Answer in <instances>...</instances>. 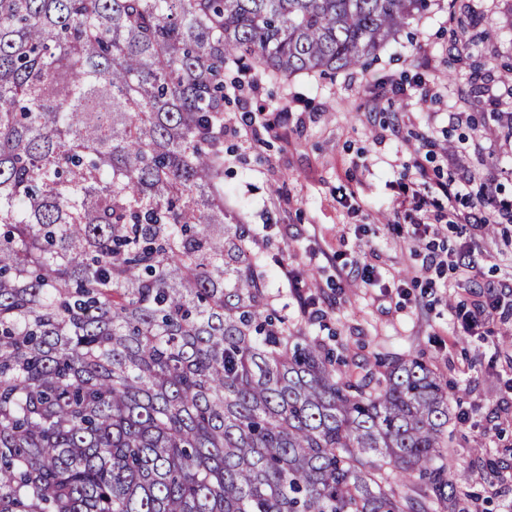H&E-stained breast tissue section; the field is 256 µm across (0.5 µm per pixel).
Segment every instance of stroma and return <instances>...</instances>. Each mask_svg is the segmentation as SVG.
Returning <instances> with one entry per match:
<instances>
[{"label": "stroma", "mask_w": 512, "mask_h": 512, "mask_svg": "<svg viewBox=\"0 0 512 512\" xmlns=\"http://www.w3.org/2000/svg\"><path fill=\"white\" fill-rule=\"evenodd\" d=\"M506 64L512 0H432L368 69L285 84L263 76L245 104L224 108V205L256 234L273 307L302 324L288 279L315 274L328 316L313 334L346 343L363 364L422 355L460 388L469 418L449 422L446 464L472 512H512V223L452 224L415 239L414 213L394 198L399 179L414 177L416 150L432 142L448 157L431 168L512 202ZM248 111L259 136L245 132ZM422 269L430 285L413 284ZM477 306L478 326L453 327L451 311ZM476 448L495 469L477 462Z\"/></svg>", "instance_id": "stroma-1"}]
</instances>
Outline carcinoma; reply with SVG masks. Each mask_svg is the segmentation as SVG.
I'll list each match as a JSON object with an SVG mask.
<instances>
[{"label":"carcinoma","instance_id":"cac0c4a2","mask_svg":"<svg viewBox=\"0 0 512 512\" xmlns=\"http://www.w3.org/2000/svg\"><path fill=\"white\" fill-rule=\"evenodd\" d=\"M430 0H0V512H469L448 384L271 307L226 89Z\"/></svg>","mask_w":512,"mask_h":512}]
</instances>
